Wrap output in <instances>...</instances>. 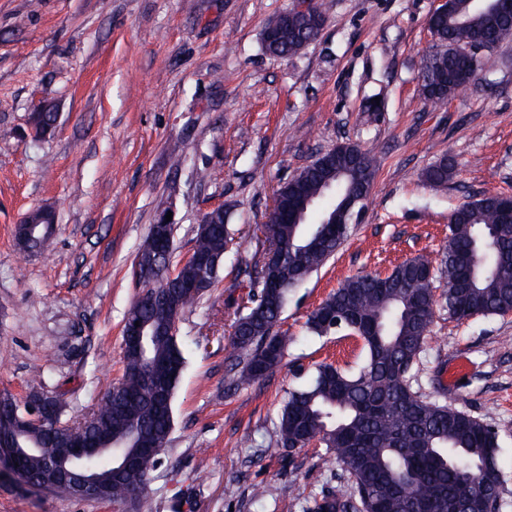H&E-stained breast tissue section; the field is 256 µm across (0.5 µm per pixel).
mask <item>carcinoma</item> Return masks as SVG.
<instances>
[{
    "label": "carcinoma",
    "instance_id": "obj_1",
    "mask_svg": "<svg viewBox=\"0 0 512 512\" xmlns=\"http://www.w3.org/2000/svg\"><path fill=\"white\" fill-rule=\"evenodd\" d=\"M437 44L424 63L439 72L450 70L465 81L481 67L452 54L448 44H466L486 38L495 46L512 41V21L489 11L477 0H453L448 13L432 19ZM310 45L309 36L293 27L276 46L264 45L273 56H298ZM426 99L437 105L448 93L435 90V76L422 73ZM375 160L356 145L336 149L327 161L309 165L288 185V198L300 205L322 199V185L331 180L336 196L320 219L333 224H263L260 231L269 247L280 254L278 284L267 287L264 270L240 258L239 269L249 287L260 292L250 297L232 324L228 356L230 384L265 377L280 366L288 336L278 325L291 292L336 254L347 240L341 198L372 188ZM450 169L441 161L426 174L438 189L447 186ZM451 247L444 248L439 266L423 257L406 260L385 276L356 275L346 279L307 318L308 332L326 336L344 329L362 341L365 360L354 372L331 363L318 365L313 380L288 392L278 417L276 447L303 448L320 440L335 461L342 463L353 497L365 512H449L451 504L465 501L471 512H499L500 496L490 484L498 472L499 434L480 419L415 391L410 374L424 352L426 336L437 306L432 287L440 277L448 284L445 299L449 317L464 321L476 316L512 311V223H504L497 200L478 205L463 203L451 214ZM233 233L225 221L196 235L193 251L210 259H225ZM124 373L107 392L90 422H73L71 432L33 431L38 451L22 448L26 474L39 480L40 464L61 454L74 438L109 435L114 447L133 453L128 439L133 428L165 449L172 415L155 407L154 390L144 375L161 368L170 391H175L185 357L175 336H157L138 352H123ZM158 457L146 458L137 470L112 481L111 501L127 498L131 486L147 480ZM353 502L334 490L315 496L306 512H352Z\"/></svg>",
    "mask_w": 512,
    "mask_h": 512
}]
</instances>
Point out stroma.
Masks as SVG:
<instances>
[{
    "mask_svg": "<svg viewBox=\"0 0 512 512\" xmlns=\"http://www.w3.org/2000/svg\"><path fill=\"white\" fill-rule=\"evenodd\" d=\"M321 2L318 38L281 59L266 53L263 34L297 0H40L35 10L0 0V394L64 393L61 418L72 422L122 377L135 262L159 200L173 207V263L220 205L238 258L260 265L269 244L259 226L283 182L340 144L377 162L359 222L288 301V346L272 375L228 384L231 324L248 304L237 258L181 316L185 367L169 443L149 476L153 512H303L321 489L348 490L320 442L284 456L274 446L286 391L321 363L348 368L364 357L347 332L308 333V314L348 277L418 255L439 260L457 206L512 194V42L435 106L421 84L436 0ZM373 95L376 112L366 109ZM42 99L56 104L58 126L35 141L29 115ZM444 158L453 171L439 191L426 172ZM41 205L58 222L43 249L22 250L16 226ZM461 355L464 381L445 385V366ZM412 385L499 432L500 512H512V312L459 323L438 308ZM0 512L129 505L5 478Z\"/></svg>",
    "mask_w": 512,
    "mask_h": 512,
    "instance_id": "1",
    "label": "stroma"
}]
</instances>
